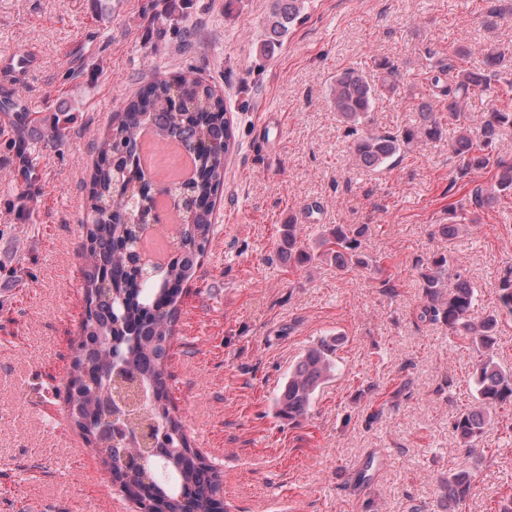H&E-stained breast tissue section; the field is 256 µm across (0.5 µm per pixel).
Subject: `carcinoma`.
Segmentation results:
<instances>
[{
	"instance_id": "cac0c4a2",
	"label": "carcinoma",
	"mask_w": 512,
	"mask_h": 512,
	"mask_svg": "<svg viewBox=\"0 0 512 512\" xmlns=\"http://www.w3.org/2000/svg\"><path fill=\"white\" fill-rule=\"evenodd\" d=\"M306 0H271L260 52L270 55L282 46L298 22ZM426 80L432 97H448L445 105L423 101L418 105L419 121L397 133H373L365 129L379 89L390 92L398 86L399 67L388 62L376 64V80L354 68L334 78L329 89L330 105L353 137L352 154L358 164L375 170L408 151L418 141L442 137L443 120L451 119L456 135L449 150L462 160L458 174L496 168L489 183L476 184L468 192L466 211H448V223L437 224L433 234L448 237L464 231L466 224L486 206L512 201V165L496 157L493 148L502 132L512 129V111L496 109L481 116L478 128L468 123L472 96L500 82L506 56L495 46L483 49L482 59L471 63V52L458 46L448 57L432 60L424 56ZM13 114L17 127L34 122L19 98L0 103ZM149 131L159 142L176 141L193 162L189 179L173 186L158 184L143 166L141 136ZM235 147L232 120L227 116L224 96L214 86L187 71L175 77L154 76L130 99L118 121L98 148L91 176L87 212L89 244L85 254V290L94 303L93 314L81 325V337L74 356L76 388L70 398L71 417L101 416L108 396L120 390L112 380V360L123 363L126 375L136 379L144 392L140 416L163 431L140 465L125 463L121 449L112 447L110 437L99 427L80 426L112 471V482L136 492L156 491L157 512H216L214 496L220 489L219 475L195 453L181 421L171 408L166 361L174 335L177 301L183 284L198 266L211 234L215 206L224 188V162ZM167 192L177 200L182 222L179 236L171 240L174 256L141 278L127 242L135 224H152L155 207L147 204L154 190ZM367 224H336L325 230L313 250L301 239L298 225L286 224L279 243L280 252L299 264L332 259L341 268L374 266L376 260L361 250ZM448 257L435 254L421 269L423 307L421 317L448 327L468 342L481 356L476 371L475 403L461 411L453 429L466 448L475 445L494 421L487 409L512 406V372L494 360L501 312L474 316L475 295L461 275L448 287ZM499 302L512 314V272L499 283ZM335 344L323 341L309 348L288 373L276 398L278 414L292 423L301 422L309 412L318 388L336 370ZM472 488L471 474L461 469L448 476L446 498L460 506Z\"/></svg>"
}]
</instances>
